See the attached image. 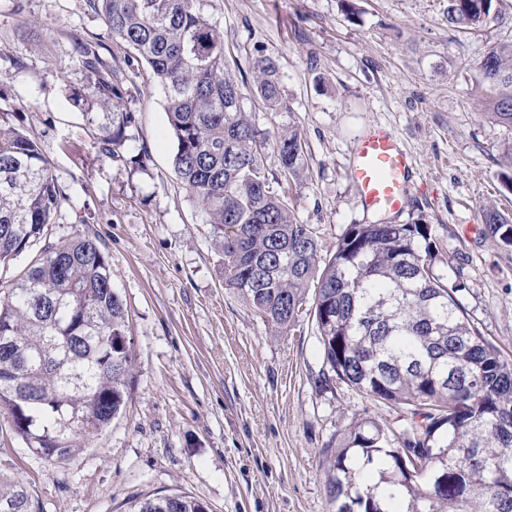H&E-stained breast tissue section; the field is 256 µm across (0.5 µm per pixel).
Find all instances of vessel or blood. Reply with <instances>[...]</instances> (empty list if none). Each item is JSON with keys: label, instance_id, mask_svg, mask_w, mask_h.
I'll return each instance as SVG.
<instances>
[{"label": "vessel or blood", "instance_id": "obj_1", "mask_svg": "<svg viewBox=\"0 0 512 512\" xmlns=\"http://www.w3.org/2000/svg\"><path fill=\"white\" fill-rule=\"evenodd\" d=\"M413 170L414 160L394 132L375 126L358 139L349 175L366 209L397 214L405 208Z\"/></svg>", "mask_w": 512, "mask_h": 512}]
</instances>
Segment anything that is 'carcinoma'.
I'll return each mask as SVG.
<instances>
[{
    "label": "carcinoma",
    "mask_w": 512,
    "mask_h": 512,
    "mask_svg": "<svg viewBox=\"0 0 512 512\" xmlns=\"http://www.w3.org/2000/svg\"><path fill=\"white\" fill-rule=\"evenodd\" d=\"M112 40L145 63L166 93L175 171L213 226L224 287L240 293L278 333L297 319L311 282L324 362L339 382L407 411L402 446L360 418L326 454V493L335 512H512V359L500 354L461 308L460 280L438 273L453 260L431 226L352 224L320 261L316 228L299 223L279 177L307 165L292 127L269 141L242 109L227 71L224 34L196 0H90ZM492 0H448V23L480 27ZM106 44L82 37L73 52L94 79L103 112L80 93L72 103L115 157L136 113ZM250 92L270 112L287 109L275 59L255 61ZM488 109L512 124V43L481 61ZM280 174L268 171V145ZM61 194L37 142L0 113V272L30 254L0 291V411L30 448L70 460L74 437H90L124 404L131 349L112 268L89 237L42 243ZM488 232L512 248V218L482 209ZM36 512L23 479L0 463V508ZM135 512H208L184 493L146 498Z\"/></svg>",
    "instance_id": "1"
}]
</instances>
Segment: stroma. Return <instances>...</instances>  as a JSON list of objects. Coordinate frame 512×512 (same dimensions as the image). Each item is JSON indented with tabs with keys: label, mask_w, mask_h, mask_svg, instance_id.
I'll return each mask as SVG.
<instances>
[{
	"label": "stroma",
	"mask_w": 512,
	"mask_h": 512,
	"mask_svg": "<svg viewBox=\"0 0 512 512\" xmlns=\"http://www.w3.org/2000/svg\"><path fill=\"white\" fill-rule=\"evenodd\" d=\"M447 0H196L224 33L235 78L273 57L288 108L242 106L260 128H297L308 165L286 195L319 229L328 257L351 224L375 221L349 177L358 138L382 123L412 154L416 174L402 224L423 219L465 283L457 298L512 359V249L488 234L483 206L512 216V126L491 118L480 62L512 43V0H493L480 31L449 24ZM110 41L90 0H0V112L34 138L62 192L58 242L97 239L112 267L131 340L119 417L76 460L33 453L0 414V459L16 464L41 512H129L183 492L209 512H332L324 448L356 419L401 429L403 411L328 375L315 321L302 310L272 331L226 289L213 227L173 168L166 99L147 65L125 67L135 111L123 154L105 155L70 101L93 83L74 36ZM148 153L146 167L130 159Z\"/></svg>",
	"instance_id": "1"
}]
</instances>
